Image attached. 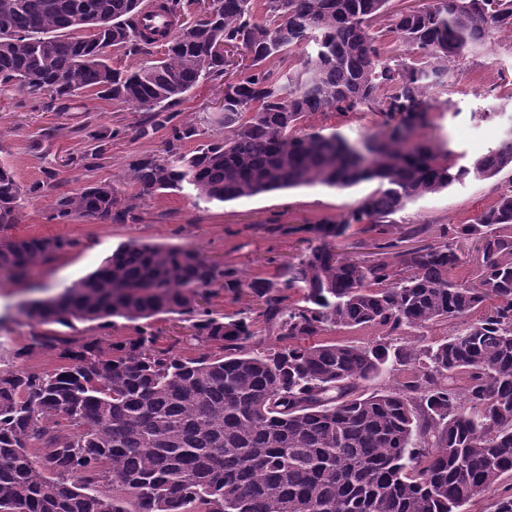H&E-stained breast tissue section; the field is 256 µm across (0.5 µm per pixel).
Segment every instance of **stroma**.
Wrapping results in <instances>:
<instances>
[{"label":"stroma","instance_id":"1","mask_svg":"<svg viewBox=\"0 0 512 512\" xmlns=\"http://www.w3.org/2000/svg\"><path fill=\"white\" fill-rule=\"evenodd\" d=\"M431 104V124L419 136L450 150L457 165H470L493 147L503 127L512 122V33L494 35L485 50L461 61L453 87L447 95H433ZM133 118L128 106L88 94L74 98L66 112L45 111L41 99L28 94L0 96V161L12 168L21 183L44 179L52 183L50 190L25 201L23 218L10 229V236L60 237L76 243L70 252L37 268L29 281L0 283V370L21 364L33 371L56 366L57 360L49 351L22 362L16 359L15 352L26 344L31 324L21 305L62 292L96 269L119 244L137 240L195 247L211 261L234 268L242 278H274L305 249L301 226L339 218L375 188L371 182L343 190L315 185L224 203L162 193L142 202L139 219L133 223L102 224L82 218L65 224L49 221L58 194L99 181L126 189L130 161L160 149L166 131L149 140L130 133L113 139L105 153L89 165L75 164V157L90 149L89 131L125 126ZM44 128L55 131L46 141L39 138ZM504 187L500 177L466 178L410 204L402 214V223L353 226L336 246L356 258L370 260L382 239L400 241L405 250L437 245L440 228L470 223L494 204ZM409 224L423 225V233L406 236ZM143 324L122 318L76 321L61 333L108 344L135 338ZM148 324L156 333L157 349L183 357L200 353L190 324L182 316L160 314Z\"/></svg>","mask_w":512,"mask_h":512}]
</instances>
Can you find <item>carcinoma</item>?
<instances>
[{"label": "carcinoma", "instance_id": "cac0c4a2", "mask_svg": "<svg viewBox=\"0 0 512 512\" xmlns=\"http://www.w3.org/2000/svg\"><path fill=\"white\" fill-rule=\"evenodd\" d=\"M211 0L192 29L170 40L143 32V0H0V92L37 93L48 112L89 93L138 113L141 139L167 130L161 153L134 159L128 195L110 182L57 195L51 221L124 224L155 193L232 201L320 184L378 187L340 218L309 224V246L280 278L243 280L194 247L126 242L28 317L45 329L16 357L52 351L51 371H0V512H461L512 476V178L443 242L371 263L336 251L354 224L397 223L417 199L466 177L512 173V133L458 167L450 152L412 141L430 124V97L455 64L491 35L512 32V0ZM243 48L248 74L211 45ZM138 57L131 71L112 53ZM224 85L214 118L179 123L201 82ZM369 113L378 129L351 142L313 130L316 113ZM218 124L224 136L182 144ZM124 128L92 130L97 157ZM49 188L23 184L0 163V233L23 202ZM478 244V274L457 280L458 242ZM75 246L62 238L0 237V281ZM212 288L244 290L256 307L216 317ZM299 294L291 299L289 292ZM158 314L187 317L208 350L184 358L155 348L143 328L102 345L52 325ZM279 345L251 344L255 325ZM450 326L431 344L397 345L409 329ZM377 328L363 346L309 342ZM393 385L369 388L383 371Z\"/></svg>", "mask_w": 512, "mask_h": 512}]
</instances>
